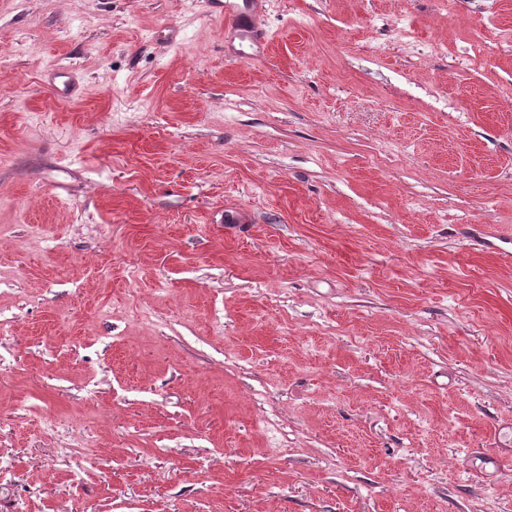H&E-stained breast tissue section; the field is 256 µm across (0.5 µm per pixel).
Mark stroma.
I'll return each mask as SVG.
<instances>
[{
    "mask_svg": "<svg viewBox=\"0 0 512 512\" xmlns=\"http://www.w3.org/2000/svg\"><path fill=\"white\" fill-rule=\"evenodd\" d=\"M0 0V512H512V0Z\"/></svg>",
    "mask_w": 512,
    "mask_h": 512,
    "instance_id": "1",
    "label": "stroma"
}]
</instances>
